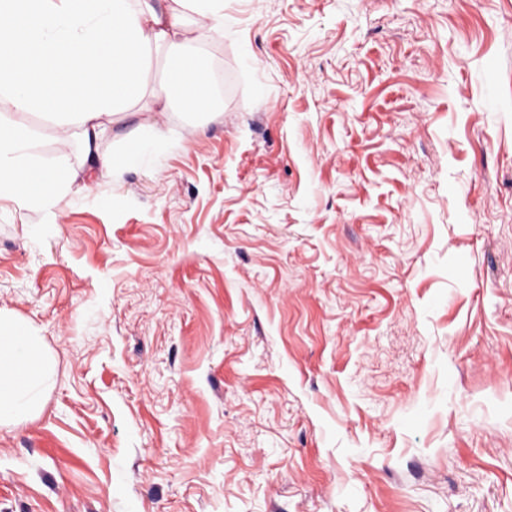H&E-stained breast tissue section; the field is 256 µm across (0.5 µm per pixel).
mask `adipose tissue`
Instances as JSON below:
<instances>
[{
	"instance_id": "adipose-tissue-1",
	"label": "adipose tissue",
	"mask_w": 512,
	"mask_h": 512,
	"mask_svg": "<svg viewBox=\"0 0 512 512\" xmlns=\"http://www.w3.org/2000/svg\"><path fill=\"white\" fill-rule=\"evenodd\" d=\"M204 24L224 33V0H0V97L19 112L39 110L53 123L61 147L80 137L87 160L112 174L143 161L145 141L107 158L97 154L106 118L123 114L151 92L158 112L180 106L203 115L216 98L203 50L187 32ZM165 51L164 79L147 88L153 49ZM25 126L0 120V199L52 209L73 191L66 164L48 166L31 154ZM53 372L41 340L23 321L0 313V426L37 411Z\"/></svg>"
}]
</instances>
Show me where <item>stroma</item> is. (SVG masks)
<instances>
[{
    "mask_svg": "<svg viewBox=\"0 0 512 512\" xmlns=\"http://www.w3.org/2000/svg\"><path fill=\"white\" fill-rule=\"evenodd\" d=\"M215 112L143 97L0 201V311L39 411L0 512H512V0H224Z\"/></svg>",
    "mask_w": 512,
    "mask_h": 512,
    "instance_id": "stroma-1",
    "label": "stroma"
}]
</instances>
